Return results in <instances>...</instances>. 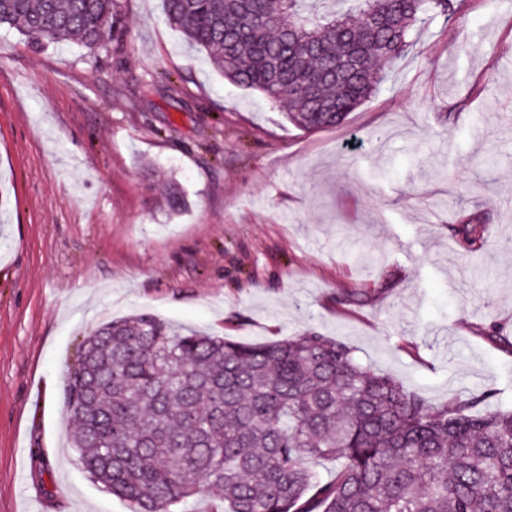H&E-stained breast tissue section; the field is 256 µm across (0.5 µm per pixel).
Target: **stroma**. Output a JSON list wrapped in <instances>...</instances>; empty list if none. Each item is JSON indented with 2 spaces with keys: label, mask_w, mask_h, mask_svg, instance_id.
<instances>
[{
  "label": "stroma",
  "mask_w": 512,
  "mask_h": 512,
  "mask_svg": "<svg viewBox=\"0 0 512 512\" xmlns=\"http://www.w3.org/2000/svg\"><path fill=\"white\" fill-rule=\"evenodd\" d=\"M141 313L317 331L433 401L511 409L512 351L480 330L512 339V0L429 21L316 132L215 72L163 0H117L99 52L0 25V512H130L71 448L66 385L91 331Z\"/></svg>",
  "instance_id": "obj_1"
}]
</instances>
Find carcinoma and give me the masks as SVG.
I'll return each mask as SVG.
<instances>
[{"mask_svg":"<svg viewBox=\"0 0 512 512\" xmlns=\"http://www.w3.org/2000/svg\"><path fill=\"white\" fill-rule=\"evenodd\" d=\"M116 0H0V24L38 45L101 48ZM165 0L168 20L224 78L288 103L306 130L335 126L372 96L427 17L464 0ZM454 232L473 247L484 229ZM72 445L130 512H512V411L489 393L433 402L372 372L350 345L309 332L261 344L180 331L152 315L87 336L67 380ZM339 463L329 480L318 459Z\"/></svg>","mask_w":512,"mask_h":512,"instance_id":"cac0c4a2","label":"carcinoma"}]
</instances>
